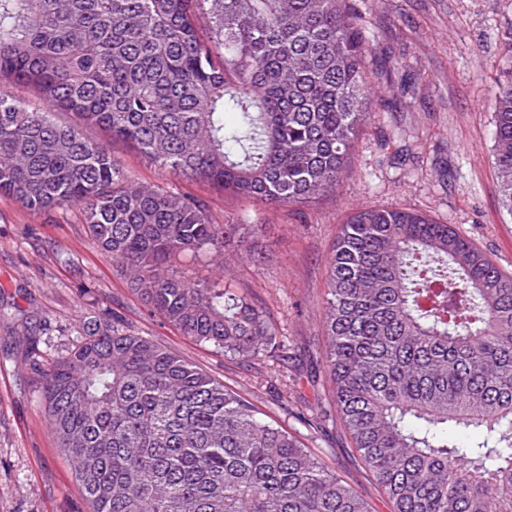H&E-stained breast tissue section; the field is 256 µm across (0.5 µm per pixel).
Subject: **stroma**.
<instances>
[{"label":"stroma","mask_w":512,"mask_h":512,"mask_svg":"<svg viewBox=\"0 0 512 512\" xmlns=\"http://www.w3.org/2000/svg\"><path fill=\"white\" fill-rule=\"evenodd\" d=\"M368 37L367 67L401 60L373 90L367 126L334 192L273 210L199 180L159 170L122 143L112 153L129 182L205 201L211 223L255 224L254 255L184 254L174 270L264 307L298 361L274 354L249 366L198 343L151 312L110 255L91 240L79 207L34 213L0 195V512H91L49 427L43 371L74 347L89 318L174 351L248 398L350 484L371 512H393L339 422L304 425L329 409L322 306L334 241L361 207L420 212L452 225L512 273V211L493 163L496 82L512 65V0H346Z\"/></svg>","instance_id":"obj_1"}]
</instances>
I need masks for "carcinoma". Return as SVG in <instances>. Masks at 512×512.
<instances>
[{
	"mask_svg": "<svg viewBox=\"0 0 512 512\" xmlns=\"http://www.w3.org/2000/svg\"><path fill=\"white\" fill-rule=\"evenodd\" d=\"M366 50L345 0H0V194L33 212L80 206L94 243L183 335L286 365L263 308L167 265L224 253L239 225L128 183L82 127L267 206L314 199L340 184L370 79L398 69L368 71ZM16 83L45 109L16 100ZM491 105L512 210V70ZM323 329L326 417L394 512H512V275L449 224L360 208L332 250ZM41 399L92 512H370L248 400L116 322L93 323ZM455 429L480 439L460 445Z\"/></svg>",
	"mask_w": 512,
	"mask_h": 512,
	"instance_id": "carcinoma-1",
	"label": "carcinoma"
}]
</instances>
